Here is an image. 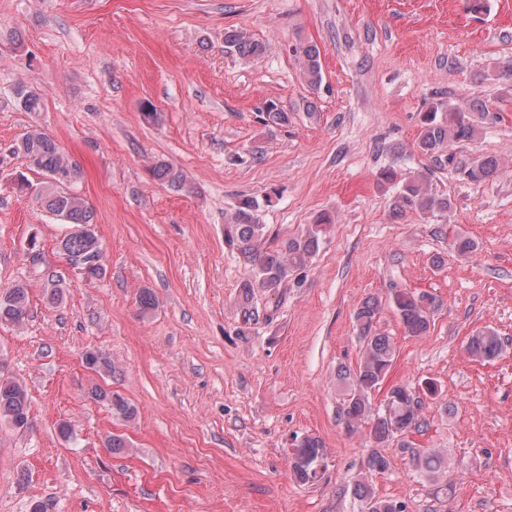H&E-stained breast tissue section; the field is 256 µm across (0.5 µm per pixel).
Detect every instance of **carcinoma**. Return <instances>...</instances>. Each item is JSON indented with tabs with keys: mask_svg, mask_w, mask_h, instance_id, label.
Returning a JSON list of instances; mask_svg holds the SVG:
<instances>
[{
	"mask_svg": "<svg viewBox=\"0 0 512 512\" xmlns=\"http://www.w3.org/2000/svg\"><path fill=\"white\" fill-rule=\"evenodd\" d=\"M224 44L240 56H256L264 47L236 30L224 33ZM293 52L301 59L303 74L314 89L323 81L319 48L308 42L294 46ZM18 105L26 112H39L42 108L40 94L24 84L14 89ZM486 117L487 106L477 99L461 105L442 101L432 104L423 112L420 131L415 141L417 150L435 168L453 167L463 170L468 180L482 183L495 175L501 162L496 157L465 162L458 155L460 144L475 137L478 124L475 115ZM262 122L267 126L288 124V113L275 102L261 112ZM10 154L22 157L28 170L41 175L37 183L27 177L20 178L26 186H35L37 200L42 209L65 224L84 226L88 233H67L58 243L57 250L68 261L81 255L92 260L102 259V250L96 231L93 230L95 212L89 202L78 192L83 178L80 165L67 159L55 140L47 133L34 128L24 133L9 146ZM155 179L174 188L182 189L185 179L173 165L158 162L152 167ZM392 213L401 217L411 211L428 214L448 211L452 203L448 197L433 192L427 173H419L404 182L391 203ZM259 201L242 196L224 225V237L228 245L235 247L248 266V275L240 285L239 307L243 321L253 316L252 300L258 291L276 293L288 283L293 274L305 268L319 249L331 219L320 216L316 223L297 237L290 238L278 247L267 246L269 228L260 223ZM389 307L403 325L405 334L421 337L429 334L433 318L441 307L440 299L431 293H419L406 289L394 290L381 298L366 297L355 313L362 351L357 367L341 365L336 370V380L342 387L344 399L341 417L351 433H367L368 438L379 447L394 446L408 460L420 477L436 485V494H448V484L441 478L448 472V457L436 448H418L411 441L397 439L395 429L418 431L427 425L424 403L414 396L408 384L391 386L386 395L388 407L372 405V395L385 380L395 357L396 345L393 337L379 331L377 322L384 307ZM29 285L18 281L5 291H0V325L22 328L30 318ZM465 350L476 361L488 362L503 351V340L494 329L479 330L469 337ZM83 361L88 370L100 378L112 377L115 366L111 356L100 349H89ZM91 397L106 404L116 418L131 421L137 415L136 407L123 395L95 383L90 387ZM0 423L15 432L31 428L29 417V394L24 382L11 375L0 374ZM323 457V444L317 437L305 436L294 446L292 471L295 480L307 484L316 478L314 469ZM390 468L388 456L379 451L372 452L366 461L370 473L383 474ZM354 494L365 502L366 512H394L395 502L375 496L368 481L359 479L354 484Z\"/></svg>",
	"mask_w": 512,
	"mask_h": 512,
	"instance_id": "1",
	"label": "carcinoma"
}]
</instances>
